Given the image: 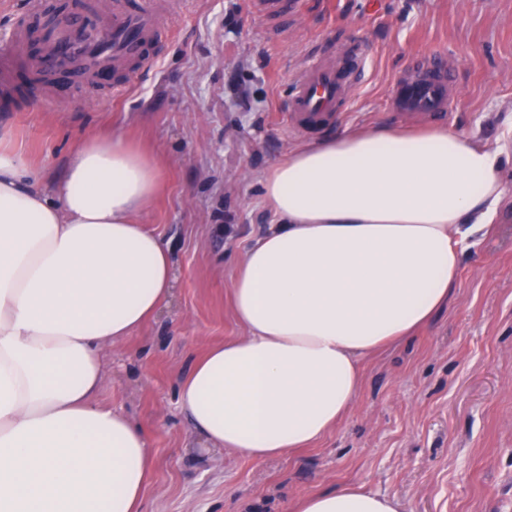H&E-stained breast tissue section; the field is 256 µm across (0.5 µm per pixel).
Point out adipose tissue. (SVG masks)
<instances>
[{
	"instance_id": "1",
	"label": "adipose tissue",
	"mask_w": 512,
	"mask_h": 512,
	"mask_svg": "<svg viewBox=\"0 0 512 512\" xmlns=\"http://www.w3.org/2000/svg\"><path fill=\"white\" fill-rule=\"evenodd\" d=\"M500 165L497 149L445 128L346 131L272 165L262 190L278 222L231 281L246 334L179 383L207 448L269 460L334 428L362 360L447 302L466 244L494 222ZM160 189V160L105 131L42 189L0 132V512H141L148 438L97 396L108 348L173 297L171 249L137 218ZM293 512L399 504L343 486Z\"/></svg>"
}]
</instances>
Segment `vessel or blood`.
<instances>
[{
	"label": "vessel or blood",
	"instance_id": "b4317fda",
	"mask_svg": "<svg viewBox=\"0 0 512 512\" xmlns=\"http://www.w3.org/2000/svg\"><path fill=\"white\" fill-rule=\"evenodd\" d=\"M299 0H254L256 12L279 20L294 16ZM160 0H26L24 13L0 42V103L21 98L19 75L55 84L62 102L74 80L89 89L125 91L127 75L152 66L166 38ZM367 56L361 45L309 64L287 101V119L297 131L319 130L336 115L350 91L362 84ZM416 77L396 83L394 107L403 113L446 118L453 107L455 72L442 57L417 64Z\"/></svg>",
	"mask_w": 512,
	"mask_h": 512
}]
</instances>
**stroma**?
<instances>
[{
	"label": "stroma",
	"instance_id": "stroma-1",
	"mask_svg": "<svg viewBox=\"0 0 512 512\" xmlns=\"http://www.w3.org/2000/svg\"><path fill=\"white\" fill-rule=\"evenodd\" d=\"M166 23L154 66L124 93L0 110L45 188L95 130L161 158L163 189L143 221L172 249L174 299L107 351L97 396L149 439L142 512H286L346 485L396 498L400 512H512V0H303L301 15L280 24L252 0H175ZM357 42L369 66L339 118L290 130L282 105L309 62ZM435 55L456 71L443 128L504 149L494 230L466 248L431 323L365 360L355 402L315 445L270 461L195 452L178 383L210 346L244 333L229 288L245 249L275 221L265 174L326 135L429 127L398 116L391 97L416 58Z\"/></svg>",
	"mask_w": 512,
	"mask_h": 512
}]
</instances>
